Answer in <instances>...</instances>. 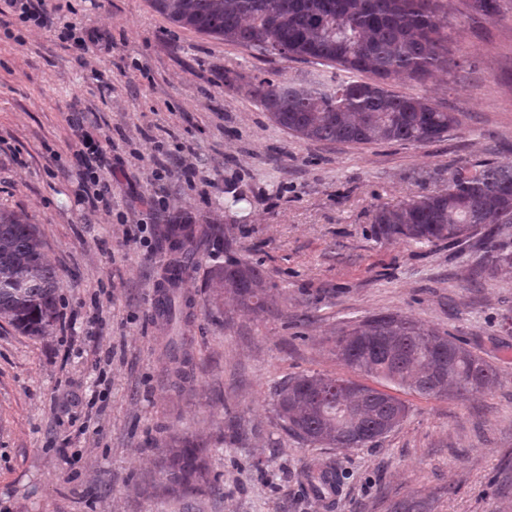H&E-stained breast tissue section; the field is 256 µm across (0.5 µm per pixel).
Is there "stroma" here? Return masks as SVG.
I'll list each match as a JSON object with an SVG mask.
<instances>
[{
  "instance_id": "stroma-1",
  "label": "stroma",
  "mask_w": 512,
  "mask_h": 512,
  "mask_svg": "<svg viewBox=\"0 0 512 512\" xmlns=\"http://www.w3.org/2000/svg\"><path fill=\"white\" fill-rule=\"evenodd\" d=\"M501 5L488 17L440 0L462 68L396 86L458 115L424 146L288 134L254 102L252 78L306 80L314 66L182 29L149 0H45L47 28L21 45L0 34V208L38 226L61 273L49 335L0 322V512H393L420 500L427 512H512V273L489 276L476 237L388 244L372 232L377 207L446 189L456 166L512 163V0ZM74 21L85 46L57 38ZM78 120L112 140L98 160L111 209L87 201ZM182 214L228 242L201 240V268L181 282L178 368L154 311L166 227ZM228 256L263 272L264 312L206 288ZM386 313L461 337L498 387L425 398L343 366L334 338ZM300 373L385 391L408 416L362 448L301 444L272 410L274 385ZM183 433L221 494L169 492L160 454ZM313 460L346 473L322 511L296 480Z\"/></svg>"
}]
</instances>
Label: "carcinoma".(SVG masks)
<instances>
[{
    "mask_svg": "<svg viewBox=\"0 0 512 512\" xmlns=\"http://www.w3.org/2000/svg\"><path fill=\"white\" fill-rule=\"evenodd\" d=\"M171 23L260 55H278L335 69L308 81L255 78L251 94L269 118L294 137L367 145L432 143L458 125L453 112L428 98L393 90L399 80L422 82L461 62L449 55L448 15L436 0H150ZM486 224H512V164L481 162L457 168L448 188L379 207L377 240L457 243ZM172 240L158 313L174 327L169 351L182 358L185 330L175 327L178 285L198 268V229L190 216L167 227ZM488 271L512 272V251L483 235ZM207 285L244 308L262 312L270 297L261 271L229 257L208 271ZM60 276L38 227L0 209V321L27 336H44L58 308ZM334 353L347 367L422 397L484 393L498 383L496 369L454 335L397 314L368 318L340 332ZM277 419L289 435L310 445L359 448L399 426L407 407L397 397L333 375L302 373L278 386ZM168 488L213 487L200 449L173 437L161 450ZM297 478L318 500L339 492L344 472L331 461L312 463Z\"/></svg>",
    "mask_w": 512,
    "mask_h": 512,
    "instance_id": "1",
    "label": "carcinoma"
}]
</instances>
